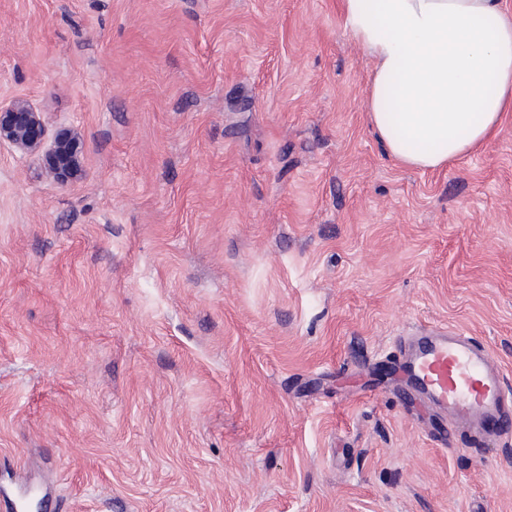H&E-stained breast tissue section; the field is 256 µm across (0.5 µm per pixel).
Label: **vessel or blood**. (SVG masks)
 Returning a JSON list of instances; mask_svg holds the SVG:
<instances>
[{"instance_id":"1","label":"vessel or blood","mask_w":512,"mask_h":512,"mask_svg":"<svg viewBox=\"0 0 512 512\" xmlns=\"http://www.w3.org/2000/svg\"><path fill=\"white\" fill-rule=\"evenodd\" d=\"M413 347L401 367L408 389L447 416L449 423L480 433L512 432L504 407L512 388L490 352L474 337L445 327L413 334Z\"/></svg>"}]
</instances>
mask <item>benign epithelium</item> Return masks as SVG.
Segmentation results:
<instances>
[{
  "mask_svg": "<svg viewBox=\"0 0 512 512\" xmlns=\"http://www.w3.org/2000/svg\"><path fill=\"white\" fill-rule=\"evenodd\" d=\"M3 143L35 157L46 173L60 183L75 181L82 175L79 134L72 129L61 130L53 145L45 147L41 113L26 99L0 103V144Z\"/></svg>",
  "mask_w": 512,
  "mask_h": 512,
  "instance_id": "7a95c632",
  "label": "benign epithelium"
}]
</instances>
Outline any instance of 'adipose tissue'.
Returning a JSON list of instances; mask_svg holds the SVG:
<instances>
[{"label":"adipose tissue","instance_id":"1","mask_svg":"<svg viewBox=\"0 0 512 512\" xmlns=\"http://www.w3.org/2000/svg\"><path fill=\"white\" fill-rule=\"evenodd\" d=\"M371 58L367 120L405 167L469 154L512 105V14L500 0H343Z\"/></svg>","mask_w":512,"mask_h":512}]
</instances>
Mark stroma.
<instances>
[{"label":"stroma","instance_id":"stroma-1","mask_svg":"<svg viewBox=\"0 0 512 512\" xmlns=\"http://www.w3.org/2000/svg\"><path fill=\"white\" fill-rule=\"evenodd\" d=\"M342 0H0V512H512V442L410 401L397 342L512 385V112L419 171ZM3 143L35 157L46 173L60 183L76 181L82 175L79 134L72 129L61 130L53 145L46 148L41 113L26 99L0 103V144Z\"/></svg>","mask_w":512,"mask_h":512}]
</instances>
